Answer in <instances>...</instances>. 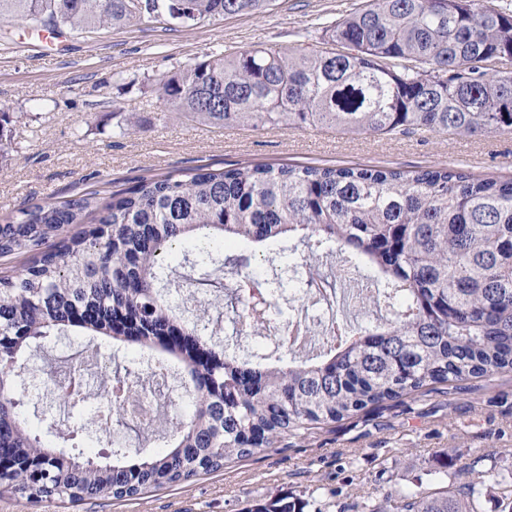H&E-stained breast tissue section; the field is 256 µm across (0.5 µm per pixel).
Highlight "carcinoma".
Here are the masks:
<instances>
[{"mask_svg":"<svg viewBox=\"0 0 512 512\" xmlns=\"http://www.w3.org/2000/svg\"><path fill=\"white\" fill-rule=\"evenodd\" d=\"M169 21L260 11L269 0H156ZM143 13L132 0H0V18L93 30ZM331 49L226 48L156 79L165 110L224 126H328L393 135L427 128L448 135L512 133V72L476 64L512 60V14L490 0H371L329 26ZM262 245L288 258L294 287L318 288L324 308L303 339L288 338L302 307L283 310L284 281L263 287L252 257L228 256L232 243ZM184 255L198 278L185 292L167 259ZM29 253V264L0 277V453L18 469L0 475V493L28 502L122 500L184 483L279 447L430 384L512 372V180L454 167L412 172L381 168L250 163L198 168L180 178H143L99 203L89 193L47 201L0 224V256ZM337 256L334 279L365 267L350 305H373L346 323L323 259ZM268 296L258 315L243 296L232 333L198 297L224 269ZM277 333L278 356L237 354L241 337ZM56 336L112 338L137 360L97 377L99 422L157 430L154 409L174 407L158 449L113 451L112 462L67 452L34 433L15 397L19 369ZM91 387L58 385L78 409ZM461 490L388 494L404 512H477L488 484L512 510V471H469ZM250 512H303L274 497Z\"/></svg>","mask_w":512,"mask_h":512,"instance_id":"cac0c4a2","label":"carcinoma"}]
</instances>
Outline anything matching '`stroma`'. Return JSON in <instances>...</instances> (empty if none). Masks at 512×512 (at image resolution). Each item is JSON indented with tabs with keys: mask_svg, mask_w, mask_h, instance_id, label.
<instances>
[{
	"mask_svg": "<svg viewBox=\"0 0 512 512\" xmlns=\"http://www.w3.org/2000/svg\"><path fill=\"white\" fill-rule=\"evenodd\" d=\"M367 0H270L250 14L176 26L149 16L122 27L90 31L37 27L0 19V110L10 113L8 156L0 159V224L21 208L88 192L99 201L142 178L237 164L367 167L416 171L455 167L512 179V134L452 137L428 129L393 136L350 135L331 127H251L202 124L162 112L155 80L206 53L259 44L303 49L323 43L331 26ZM45 354L56 373L31 357L18 391L26 408L64 424L81 423L86 455L109 452L129 429H97L96 402L63 410L56 383L77 354L97 373L95 348L80 338L51 336ZM512 469V374L440 385L317 430L306 440L202 473L191 480L122 500L29 503L0 495V512H245L274 495L306 504L305 512H365L387 492H429L459 486L471 465Z\"/></svg>",
	"mask_w": 512,
	"mask_h": 512,
	"instance_id": "obj_1",
	"label": "stroma"
}]
</instances>
